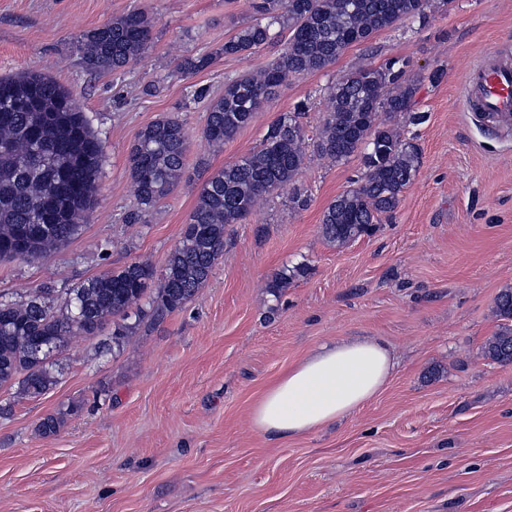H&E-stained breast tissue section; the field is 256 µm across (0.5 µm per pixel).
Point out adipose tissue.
Returning <instances> with one entry per match:
<instances>
[{
    "instance_id": "obj_1",
    "label": "adipose tissue",
    "mask_w": 512,
    "mask_h": 512,
    "mask_svg": "<svg viewBox=\"0 0 512 512\" xmlns=\"http://www.w3.org/2000/svg\"><path fill=\"white\" fill-rule=\"evenodd\" d=\"M395 367L392 349L376 337L322 344L266 387L252 408V424L272 441L307 435L354 416Z\"/></svg>"
}]
</instances>
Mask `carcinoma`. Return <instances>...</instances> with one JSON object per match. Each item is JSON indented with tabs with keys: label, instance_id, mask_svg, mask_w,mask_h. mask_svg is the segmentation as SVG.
<instances>
[{
	"label": "carcinoma",
	"instance_id": "obj_1",
	"mask_svg": "<svg viewBox=\"0 0 512 512\" xmlns=\"http://www.w3.org/2000/svg\"><path fill=\"white\" fill-rule=\"evenodd\" d=\"M430 0H253L259 21L224 41L218 53L245 56L288 39L278 60L257 74L245 73L224 84V94L211 98L205 87L193 100L205 104L206 141L221 147L256 112L275 99L291 77L327 69L352 45L405 20H426ZM279 31H274V26ZM152 24L139 11L130 12L80 36L91 71L116 72L140 59L151 47ZM213 55L186 58L185 75L207 67ZM409 61L393 57L344 74L327 88L328 110L314 136L302 121L305 107L282 114L268 126L256 150L225 166L202 185L179 244L159 272L142 261L131 262L81 282L64 292L39 288L20 300H0V387L18 384L28 397L43 395L57 378L51 356L74 336H97L112 328V344L146 319L154 322L183 310L207 282L224 252V230L241 224L260 200L288 191V207L302 209L308 197L292 187L308 152L332 162L361 155L364 172L357 186L325 209L321 230L330 243L343 247L369 234L383 214L398 207L400 196L422 164L420 147L381 114L402 116L410 125L424 122L414 110L415 84ZM26 98L28 109L0 113V260H38L64 245L88 213L100 172L103 145L86 114L55 79L37 72L0 77V97ZM188 136L183 122L166 118L147 125L129 155L138 208L125 220L138 223L142 214L170 194L185 173ZM306 267L282 271L269 284L273 293L302 276ZM497 314L506 320L484 344V355L512 363V289L496 297ZM66 413L49 415L40 433L55 435Z\"/></svg>",
	"mask_w": 512,
	"mask_h": 512
}]
</instances>
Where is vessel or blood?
Returning a JSON list of instances; mask_svg holds the SVG:
<instances>
[{"label": "vessel or blood", "mask_w": 512, "mask_h": 512, "mask_svg": "<svg viewBox=\"0 0 512 512\" xmlns=\"http://www.w3.org/2000/svg\"><path fill=\"white\" fill-rule=\"evenodd\" d=\"M463 103L466 111L490 126L512 130V46L493 48L468 71Z\"/></svg>", "instance_id": "b4317fda"}]
</instances>
